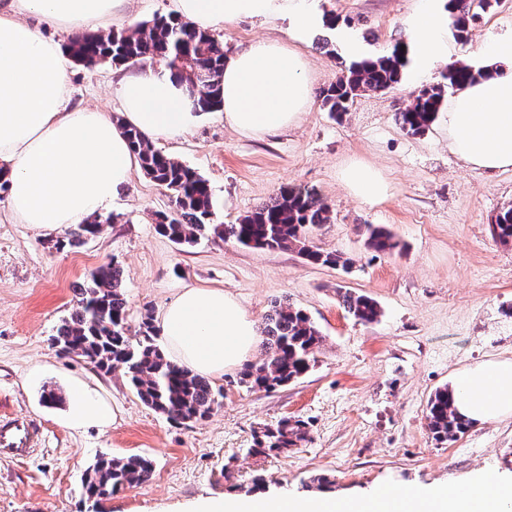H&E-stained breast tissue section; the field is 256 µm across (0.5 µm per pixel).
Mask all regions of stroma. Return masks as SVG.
<instances>
[{
	"mask_svg": "<svg viewBox=\"0 0 512 512\" xmlns=\"http://www.w3.org/2000/svg\"><path fill=\"white\" fill-rule=\"evenodd\" d=\"M417 0H319L333 28L353 33L370 53L404 41L402 19ZM512 0H500L470 27L460 46L477 57L484 41L506 32ZM286 25L242 20L217 37L232 53L259 37L281 38ZM324 30L304 44L312 103L291 128L262 139L232 131L218 113L205 114L185 137L155 140L164 154L210 183L214 221L234 224L285 187L315 190L332 219L315 233L321 247L350 258V269L304 263L288 250H256L201 239L190 246L160 235L155 213L174 206L170 191L141 170L113 209L100 212L101 230L85 244L49 249L47 234L8 220L0 191V416L19 414L39 430L34 451L0 455V512H188L200 498L252 495L255 478L271 494L366 496L396 485L445 487L481 478L512 477V418L472 427L456 441L433 439L427 402L455 373L484 360H512V244L495 241L489 226L512 206V171L467 170L448 148L446 122L422 135L404 132L397 112L419 90L410 76L385 93H360L342 118L322 106L321 92L351 59ZM117 65L70 63L75 103L121 116L112 94ZM357 156L383 169L392 192L369 206L344 190L338 167ZM387 227L394 254L365 246L364 227ZM118 263L129 321L160 313L182 289L221 288L263 321L277 300L307 312L323 342L310 372L267 392L236 384V370L214 379L224 398L210 418L174 424L144 405L123 368L97 371L62 355L51 338L68 318L74 290L98 266ZM348 288L374 299L377 322L352 319L340 303ZM45 367L31 383L33 367ZM96 384L116 414L106 428L69 429L46 391L63 393L69 377ZM283 419L309 424V437L276 457L247 455L255 430ZM142 455L151 480L98 505L83 484L99 457ZM231 469V479L221 478Z\"/></svg>",
	"mask_w": 512,
	"mask_h": 512,
	"instance_id": "1",
	"label": "stroma"
}]
</instances>
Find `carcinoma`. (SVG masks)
<instances>
[{"instance_id": "cac0c4a2", "label": "carcinoma", "mask_w": 512, "mask_h": 512, "mask_svg": "<svg viewBox=\"0 0 512 512\" xmlns=\"http://www.w3.org/2000/svg\"><path fill=\"white\" fill-rule=\"evenodd\" d=\"M497 4L498 0H448L455 36L466 38L470 23L478 19L479 12ZM66 52L85 67L148 58L162 61L198 95L200 111L210 112L221 106L222 44L212 32L174 16L155 18L106 35L78 33L70 38ZM410 63V48L404 49L400 44L375 60L353 62L323 90V106L340 117L359 93L395 88ZM478 76L480 72L466 64L448 67L441 82L420 89L412 103L395 114L400 128L410 135L425 133L446 102L447 90H460ZM124 134L143 173L173 193V212L156 214V229L161 235L177 244L211 238L248 248L292 250L309 264L349 267L350 261L340 253L323 249L313 241V231L331 220L330 207L314 192L286 187L237 223L213 224L215 199L208 180L157 150L138 129L126 127ZM99 229L96 220L73 225L51 241V248L63 251L78 247L96 236ZM365 232L366 246L372 252L391 254L399 247L382 225L367 224ZM490 232L503 244L512 242V207L496 215ZM341 302L358 322L373 323L380 316L377 303L366 295L347 289L341 293ZM129 329L123 270L110 262L92 271L76 289V304L52 341L61 353L82 357L105 373L123 367L138 398L173 423L205 420L221 406L222 388L177 365L154 343L158 330L151 310L141 313L135 333H129ZM321 343L320 330L303 310L276 301L261 327L262 356L243 367L236 383L250 390L269 391L295 382L309 371ZM452 403L453 392L444 387L436 390L427 404V427L441 443L457 440L471 427L457 417ZM308 434V423L300 419L267 424L254 432L248 452L264 457L278 455L306 440ZM153 471V462L144 456L102 457L85 480L84 492L89 499L105 498L147 482Z\"/></svg>"}]
</instances>
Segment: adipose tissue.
<instances>
[{"label":"adipose tissue","instance_id":"ef3b65f1","mask_svg":"<svg viewBox=\"0 0 512 512\" xmlns=\"http://www.w3.org/2000/svg\"><path fill=\"white\" fill-rule=\"evenodd\" d=\"M127 0H0V169L8 209L21 224L54 233L112 206L129 184L137 158L122 131L176 139L201 119L180 78L156 62L121 73L115 94L124 114L116 125L95 106L73 103L67 57L45 27L98 30L127 20ZM176 17L217 30L243 19L281 20L287 40L257 38L224 59V121L255 138L296 124L311 104L309 64L300 46L326 25L312 0H174ZM417 81L451 62L448 15L439 0H419L403 20ZM473 84L448 98L442 114L448 146L471 170L512 171V35L486 43ZM348 193L365 204L385 200V174L353 157L337 171ZM157 327L173 360L213 379L249 362L258 345L256 320L220 288H186L160 313ZM458 414L472 424L512 416V361L460 371L453 385ZM64 423L79 430L109 426L112 406L93 385L66 390ZM191 512H512V487L480 481L431 491L384 487L369 496L256 494L195 503Z\"/></svg>","mask_w":512,"mask_h":512}]
</instances>
